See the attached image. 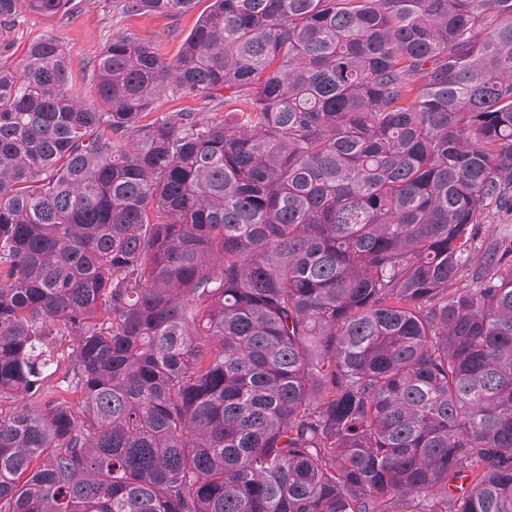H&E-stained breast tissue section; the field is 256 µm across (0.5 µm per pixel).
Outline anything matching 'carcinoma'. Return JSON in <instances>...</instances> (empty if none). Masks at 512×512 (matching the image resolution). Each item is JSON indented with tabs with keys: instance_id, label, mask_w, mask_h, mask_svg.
<instances>
[{
	"instance_id": "carcinoma-1",
	"label": "carcinoma",
	"mask_w": 512,
	"mask_h": 512,
	"mask_svg": "<svg viewBox=\"0 0 512 512\" xmlns=\"http://www.w3.org/2000/svg\"><path fill=\"white\" fill-rule=\"evenodd\" d=\"M92 80L0 64V512H512V0H213ZM231 90L220 91L215 93L214 98L202 102L198 98L186 94L183 90L173 86L168 80L160 98L155 102L150 112L151 119L163 116L169 112H208V115L218 114L224 116V94L229 95Z\"/></svg>"
}]
</instances>
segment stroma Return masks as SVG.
Returning a JSON list of instances; mask_svg holds the SVG:
<instances>
[{
	"mask_svg": "<svg viewBox=\"0 0 512 512\" xmlns=\"http://www.w3.org/2000/svg\"><path fill=\"white\" fill-rule=\"evenodd\" d=\"M211 2L197 0L188 12L174 17L129 13L123 8V0H71L65 11L55 15L24 13L15 22L0 25V44L11 47L9 56L0 62L16 66L29 42L54 37L62 42L69 54L74 74H87L112 37L122 33L151 38L165 61L171 62L177 58L183 42ZM152 112L157 117L171 112L220 115L224 112V95L215 93L213 99L204 102L169 83Z\"/></svg>",
	"mask_w": 512,
	"mask_h": 512,
	"instance_id": "1",
	"label": "stroma"
}]
</instances>
